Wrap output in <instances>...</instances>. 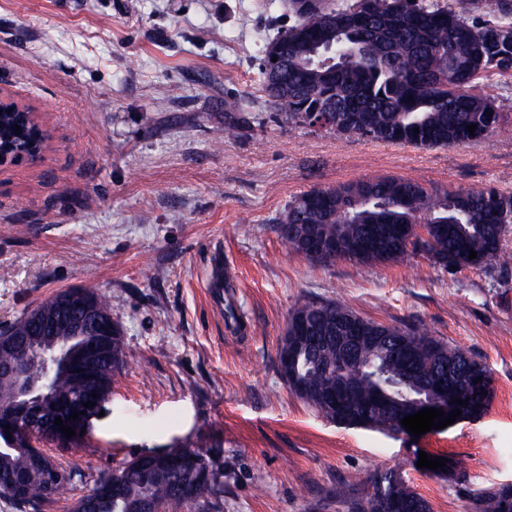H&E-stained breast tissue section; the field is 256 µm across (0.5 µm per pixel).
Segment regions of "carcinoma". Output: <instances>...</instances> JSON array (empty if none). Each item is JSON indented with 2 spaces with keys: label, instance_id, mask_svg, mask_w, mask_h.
Listing matches in <instances>:
<instances>
[{
  "label": "carcinoma",
  "instance_id": "cac0c4a2",
  "mask_svg": "<svg viewBox=\"0 0 512 512\" xmlns=\"http://www.w3.org/2000/svg\"><path fill=\"white\" fill-rule=\"evenodd\" d=\"M298 2L288 0V23L259 50L258 81L277 124L309 128V113L320 112L334 121L325 132L339 135L350 128L369 140L423 148L480 140L499 124L495 99L475 91L474 83L512 77V0H457L455 6L448 0H315L308 10ZM486 9L495 17L483 18ZM279 44L288 45V54L274 62L272 48ZM472 124L477 129L471 134L466 126ZM35 127L27 113L0 112V145L31 137ZM276 224L291 250L320 263L394 264L411 251L444 269H489L512 261L502 248L512 224V193L494 188L438 192L378 176L306 192L288 202ZM313 226L336 242L335 256L307 250L305 238ZM472 250L477 252L473 260ZM64 295L78 304L90 301L102 313L101 322L73 341L43 334L44 315ZM296 318L306 321V330H293ZM344 321L361 329L366 339L350 361L338 366L336 336ZM99 334L112 335V355L89 374L73 366L47 369L32 360L39 350L77 354ZM0 337L18 339L9 350L0 348V392L17 381L12 364L34 378L46 374L64 422L78 411L79 401L107 402L115 376L127 364L108 305L86 288L56 292ZM277 360L288 390L319 415L387 434L406 433L403 418L442 398L448 410L462 411L460 419H477L489 409L494 390L489 367L466 351L421 329L385 325L334 302H304L291 309ZM7 425L13 431L23 418L0 410V440ZM38 442L36 435L14 446L0 443V498L19 508L53 500L72 481L73 469L37 447ZM37 454L62 474L51 496L33 469ZM179 454L181 449L169 448L149 466L132 459L100 478L88 495L110 481L112 494L98 499V512H142L147 502L157 512L172 505L202 512L224 492L221 474L201 449V470L165 462V456ZM20 475L26 477V491L17 497L10 482ZM184 485L191 490L186 501L177 493ZM345 504L347 512H431L429 502L395 468L377 471L369 491L351 489ZM470 509L512 512V483L472 493Z\"/></svg>",
  "mask_w": 512,
  "mask_h": 512
}]
</instances>
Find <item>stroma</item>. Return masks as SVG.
Segmentation results:
<instances>
[{"mask_svg":"<svg viewBox=\"0 0 512 512\" xmlns=\"http://www.w3.org/2000/svg\"><path fill=\"white\" fill-rule=\"evenodd\" d=\"M287 13V0H0V92L48 135L39 158L0 166V329L91 288L128 354L103 417L58 453L70 490L23 511L0 499V512H72L102 474L169 448L212 453L213 512H345L344 494L381 468L400 469L432 512L512 483V266L316 263L275 224L298 195L375 176L512 192V91L482 81L501 123L447 148L277 126L256 47ZM233 98L243 123L228 137ZM304 301L465 350L492 371L490 410L419 437L318 415L277 366ZM423 452L452 456L457 474L418 468Z\"/></svg>","mask_w":512,"mask_h":512,"instance_id":"obj_1","label":"stroma"}]
</instances>
